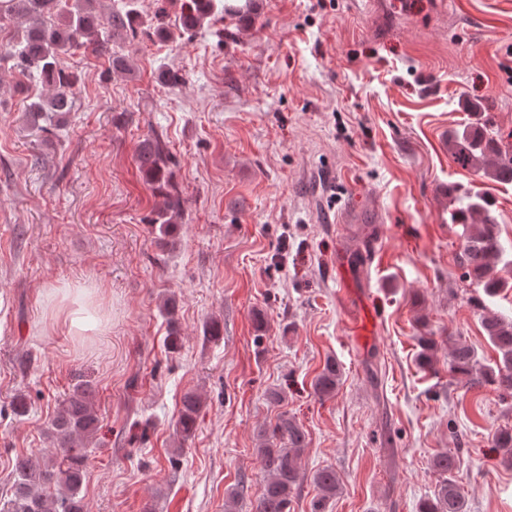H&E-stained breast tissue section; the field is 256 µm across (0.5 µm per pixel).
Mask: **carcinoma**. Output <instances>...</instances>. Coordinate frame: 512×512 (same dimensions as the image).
<instances>
[{"mask_svg": "<svg viewBox=\"0 0 512 512\" xmlns=\"http://www.w3.org/2000/svg\"><path fill=\"white\" fill-rule=\"evenodd\" d=\"M95 0H7L0 7V21L21 19L25 27L15 44L4 47V55L14 61L21 76H39L50 87V95L32 103L29 114L34 126L43 132L50 128L43 120L56 123L71 111L78 93L77 76L64 69L60 55L94 45L103 49L114 35L136 37L147 30L163 41L182 39L204 21L214 26L224 14L240 12V6L226 0H187L179 20V33L166 23L167 12L160 6L150 21H145L137 8V0H112L108 14L96 11ZM448 151L463 169L483 173L497 180L512 182V143L501 138L488 121L467 126L448 136ZM140 169L152 191L164 198L163 207L149 220L152 233L163 247L173 246L175 220L183 214V199L174 181V160L159 136L142 141L138 151ZM467 203L452 213V220L462 224L479 221L473 232L465 235L460 261L465 275L487 296L507 287L498 275L497 265L505 252L498 224L490 215L491 203L479 195H465ZM483 312L482 323L492 345L501 353L494 368L479 366L477 352L465 343L456 344L448 357V366L472 383L495 386L512 396V318L489 310L484 301L471 299ZM417 362L420 368L433 366V344L429 338L419 339ZM340 381L336 362H328L314 381L315 392L330 397ZM200 409L195 394H187L178 425L183 438H188ZM99 418L86 390L77 389L64 400L53 423V430L64 454L40 464L30 457H20L13 468L11 496L0 502V512H86L80 489L84 476L87 445L98 431ZM306 449V434L294 417L286 412L263 431V442L257 453L265 472V483L257 506L258 512H290L291 497L300 484L299 460ZM456 456L451 452L436 454L431 467L442 475L434 498L425 500L420 512H464L465 499L452 474ZM313 482L319 496L312 501L311 512H326V504L339 491L336 471L330 467L316 471Z\"/></svg>", "mask_w": 512, "mask_h": 512, "instance_id": "carcinoma-1", "label": "carcinoma"}]
</instances>
